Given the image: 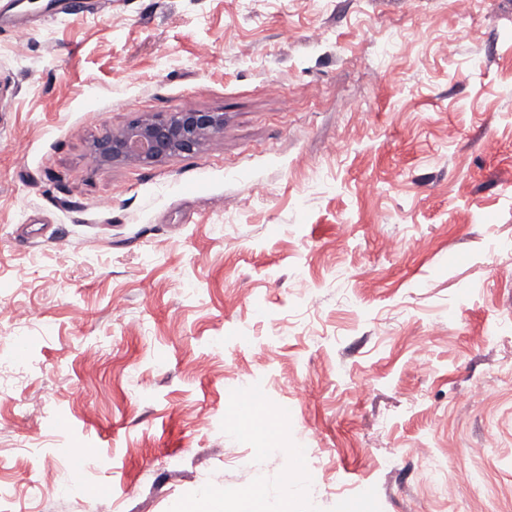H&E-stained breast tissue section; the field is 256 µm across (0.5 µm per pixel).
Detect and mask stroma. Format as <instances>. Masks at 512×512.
<instances>
[{"label": "stroma", "instance_id": "35a3bbf8", "mask_svg": "<svg viewBox=\"0 0 512 512\" xmlns=\"http://www.w3.org/2000/svg\"><path fill=\"white\" fill-rule=\"evenodd\" d=\"M20 2L24 56L0 26L10 512L254 485L302 512H512V0ZM182 108L223 134L94 161ZM253 380L274 417L244 437L225 417ZM429 457L471 480L436 486ZM223 131L224 115L220 112L186 108L148 113L97 141L93 157L102 166H153L173 156L197 153Z\"/></svg>", "mask_w": 512, "mask_h": 512}]
</instances>
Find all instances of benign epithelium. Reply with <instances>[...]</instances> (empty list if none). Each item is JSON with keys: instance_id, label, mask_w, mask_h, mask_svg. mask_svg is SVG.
<instances>
[{"instance_id": "obj_1", "label": "benign epithelium", "mask_w": 512, "mask_h": 512, "mask_svg": "<svg viewBox=\"0 0 512 512\" xmlns=\"http://www.w3.org/2000/svg\"><path fill=\"white\" fill-rule=\"evenodd\" d=\"M224 131V113L186 108L148 113L94 145L102 166L134 163L153 166L177 155L200 151Z\"/></svg>"}]
</instances>
